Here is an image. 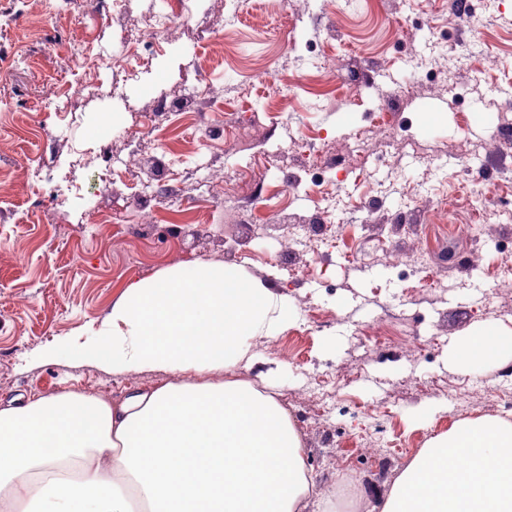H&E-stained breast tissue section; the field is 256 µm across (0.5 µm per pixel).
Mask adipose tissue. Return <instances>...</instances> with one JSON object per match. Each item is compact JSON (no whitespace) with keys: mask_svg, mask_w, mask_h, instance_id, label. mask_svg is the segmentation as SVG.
Wrapping results in <instances>:
<instances>
[{"mask_svg":"<svg viewBox=\"0 0 512 512\" xmlns=\"http://www.w3.org/2000/svg\"><path fill=\"white\" fill-rule=\"evenodd\" d=\"M288 320L241 268L189 262L131 284L79 352L122 375L170 381L107 400L68 391L0 408V512H306L314 484L288 411L251 382L210 374L252 362ZM512 357L483 326L451 364ZM378 512H512V421L465 419L417 449Z\"/></svg>","mask_w":512,"mask_h":512,"instance_id":"ef3b65f1","label":"adipose tissue"}]
</instances>
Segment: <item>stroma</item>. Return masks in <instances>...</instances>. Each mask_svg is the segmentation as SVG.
Instances as JSON below:
<instances>
[{
    "label": "stroma",
    "instance_id": "stroma-1",
    "mask_svg": "<svg viewBox=\"0 0 512 512\" xmlns=\"http://www.w3.org/2000/svg\"><path fill=\"white\" fill-rule=\"evenodd\" d=\"M252 2L236 18L229 0H197L189 23L150 50L138 78L114 83L81 58L57 54L51 40L107 53L161 0H0V407L71 390L116 399L169 380L148 369L116 375L48 351L93 338L130 283L233 253L251 278L285 297L288 321L274 337L254 340L253 365L215 381H251L288 410L318 491L307 512H323L343 483L347 512H369L433 435L467 416L512 419V399L489 392L512 391V359L475 375L448 362L457 337L485 325L512 333V292L488 298L475 290L512 265V231L491 224L480 242L456 240L437 210L440 193L472 168L512 186V148L494 147L497 129L512 125V87L498 70L472 85L460 62L476 37L512 57V0H470L476 27L449 23L448 0H335L332 13L325 0ZM47 15L53 25L37 27ZM325 58L339 73L367 69L357 96L341 99L340 85L314 74ZM255 69L269 72V84L239 98L241 78ZM413 71L420 79L411 83ZM51 77L96 81L101 90L60 97V110L48 114L42 90ZM287 80L294 98L283 123L278 91ZM399 88L406 139L361 163L351 134L381 140L379 112ZM195 91L202 97L194 113L163 126L161 102ZM231 113L243 119L240 132L224 128ZM139 123V140L122 136ZM244 143L289 156L267 173L260 196L206 199L205 179L251 165ZM311 149L324 151L333 168L316 192L302 185L288 196L284 185L303 175ZM147 171L180 210H160L153 235L142 237L120 217L142 203L135 184ZM328 206L339 227L335 244L311 240L282 255L289 225L310 223ZM388 244L409 269L419 248L443 247L434 272L454 288L443 295L427 288L426 276L376 262L375 250ZM356 368L360 376L336 390L331 419L309 413L310 377L332 381ZM459 389L471 392L464 414L449 401ZM365 436L391 455L366 457Z\"/></svg>",
    "mask_w": 512,
    "mask_h": 512
}]
</instances>
